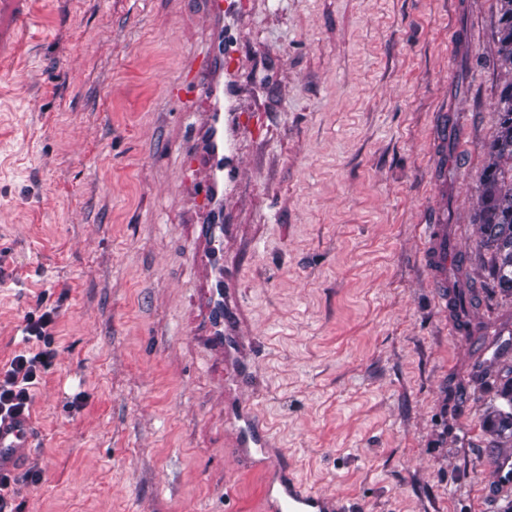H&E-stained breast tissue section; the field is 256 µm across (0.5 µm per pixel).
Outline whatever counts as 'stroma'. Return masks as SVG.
Returning <instances> with one entry per match:
<instances>
[{
	"label": "stroma",
	"mask_w": 512,
	"mask_h": 512,
	"mask_svg": "<svg viewBox=\"0 0 512 512\" xmlns=\"http://www.w3.org/2000/svg\"><path fill=\"white\" fill-rule=\"evenodd\" d=\"M500 0H255L242 226L230 249L251 362L240 394L271 464L350 512H499V399L469 383L418 227L448 208V258L512 316L477 247ZM200 0H34L0 70V366L54 307L55 358L13 464L14 512H261L266 472L224 433V382L190 334L195 269L167 86L207 34ZM448 133V194L433 149ZM80 406H72L74 396Z\"/></svg>",
	"instance_id": "stroma-1"
}]
</instances>
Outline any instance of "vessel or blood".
<instances>
[{
  "mask_svg": "<svg viewBox=\"0 0 512 512\" xmlns=\"http://www.w3.org/2000/svg\"><path fill=\"white\" fill-rule=\"evenodd\" d=\"M203 21L211 31L210 48L194 57L189 80L170 87V97L196 115L191 141L184 147L186 177L192 208L190 252L196 267L198 318L191 333L205 342L224 365V379L240 384L247 360L243 317L235 270L224 258L235 231L224 218V201L243 176L240 141L252 135L255 115L243 111L233 89L240 69L238 23L248 0H205ZM31 0H0V66L10 65L26 26ZM448 212L434 210L421 225L422 259L440 298L448 296ZM234 421L232 445L252 465L269 464L270 430L249 402L237 400L226 409ZM32 440L30 418H0V472ZM267 512H349L344 501L314 493L291 477L275 476L266 487Z\"/></svg>",
  "mask_w": 512,
  "mask_h": 512,
  "instance_id": "vessel-or-blood-1",
  "label": "vessel or blood"
}]
</instances>
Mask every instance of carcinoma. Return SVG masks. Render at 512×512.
<instances>
[{
  "label": "carcinoma",
  "mask_w": 512,
  "mask_h": 512,
  "mask_svg": "<svg viewBox=\"0 0 512 512\" xmlns=\"http://www.w3.org/2000/svg\"><path fill=\"white\" fill-rule=\"evenodd\" d=\"M498 33L502 65L512 70V0H501ZM497 115L498 126L490 145L491 153L512 160V82L500 91ZM485 179V201L479 215V246L491 254L493 287L512 295V169L506 172L492 163L485 171ZM453 287L456 288L455 305L464 316L466 331H478L467 319V314L469 309L479 305V294L461 266L453 273ZM472 382L477 386L500 389L499 399L503 406L496 410L489 426L493 436L491 463L500 470L512 461V365L501 363L499 357L482 359L475 364Z\"/></svg>",
  "instance_id": "carcinoma-1"
}]
</instances>
